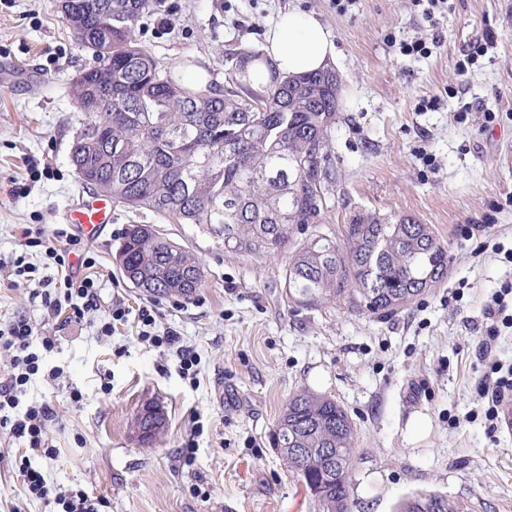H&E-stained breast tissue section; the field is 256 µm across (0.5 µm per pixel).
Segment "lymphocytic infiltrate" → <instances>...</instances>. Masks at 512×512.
<instances>
[{
	"label": "lymphocytic infiltrate",
	"mask_w": 512,
	"mask_h": 512,
	"mask_svg": "<svg viewBox=\"0 0 512 512\" xmlns=\"http://www.w3.org/2000/svg\"><path fill=\"white\" fill-rule=\"evenodd\" d=\"M56 246L47 247L46 258L63 271L59 279L42 275L39 266L16 257L11 273L23 282L41 288L42 303L53 318L81 320L99 306L101 281L93 275L95 258L81 238L67 229L53 231ZM138 337L149 346L175 348L183 370L197 363L191 347L181 345L174 331L157 332V306L148 303L138 307ZM486 330L481 340L485 349L495 346L500 332L512 328V280L502 283L484 308ZM54 337L42 334L27 319L18 318L0 325V352L11 359L12 370L0 378V429L6 431L17 446L18 476L24 495L60 506L61 512H100L103 498L85 490H65L48 484L42 470L34 466L33 457L52 458L56 450L47 439L54 419L53 409L45 403L26 402L27 385L40 371L43 353L53 351ZM481 409L488 423V433L498 430L501 404L512 398V365L492 363L484 375L479 393Z\"/></svg>",
	"instance_id": "1"
}]
</instances>
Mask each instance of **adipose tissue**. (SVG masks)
I'll return each instance as SVG.
<instances>
[{
  "label": "adipose tissue",
  "instance_id": "adipose-tissue-1",
  "mask_svg": "<svg viewBox=\"0 0 512 512\" xmlns=\"http://www.w3.org/2000/svg\"><path fill=\"white\" fill-rule=\"evenodd\" d=\"M336 60L332 34L312 14L290 11L273 22L267 34L262 60L254 62L256 77L269 71L281 75L323 71Z\"/></svg>",
  "mask_w": 512,
  "mask_h": 512
}]
</instances>
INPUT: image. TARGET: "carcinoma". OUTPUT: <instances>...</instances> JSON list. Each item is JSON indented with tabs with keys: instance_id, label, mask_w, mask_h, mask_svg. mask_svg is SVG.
Segmentation results:
<instances>
[{
	"instance_id": "obj_1",
	"label": "carcinoma",
	"mask_w": 512,
	"mask_h": 512,
	"mask_svg": "<svg viewBox=\"0 0 512 512\" xmlns=\"http://www.w3.org/2000/svg\"><path fill=\"white\" fill-rule=\"evenodd\" d=\"M69 21L93 65L75 80L79 130L70 161L81 183L116 206L149 211L167 224H193L224 251L287 254L288 302L316 310L344 303L392 316L448 276V247L408 215L354 213L342 239L317 232L327 221L333 173L329 131L342 78L328 69L271 73L265 90L186 86L137 43L151 0H85ZM122 275L147 297L191 299L206 270L190 248L152 224H130L115 251ZM154 419L139 412L135 433L155 442ZM287 472L322 512H353L355 426L336 401L299 389L270 435ZM398 512H458L429 491Z\"/></svg>"
}]
</instances>
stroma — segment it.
Wrapping results in <instances>:
<instances>
[{"label": "stroma", "instance_id": "1", "mask_svg": "<svg viewBox=\"0 0 512 512\" xmlns=\"http://www.w3.org/2000/svg\"><path fill=\"white\" fill-rule=\"evenodd\" d=\"M289 10L328 28L343 79L330 131L336 183L322 232L338 231L355 211L412 216L447 244V278L389 318L343 305L294 311L284 257L227 253L192 225H166L207 270L194 298L157 302L158 330L176 331L197 353L191 381L174 349L140 343L135 321L98 334L111 307L147 301L112 254L127 225L155 218L113 207L111 224L84 240L103 288L99 309L81 322L57 329L31 287L9 285L0 271V322L23 316L58 338L45 363L61 378L39 374L28 385V400L55 412L47 436L57 455L35 464L54 486L103 497L102 512H319L269 438L288 395L307 388L334 399L357 429L355 512H397L423 491L465 512H512V430L491 436L484 418L467 416L490 362L512 364V328L487 355L478 349L484 308L512 278L503 255L512 249V0H448L434 27L412 0H353L344 10L336 0H152L136 39L172 70L197 65L221 86L230 56L262 51L269 26ZM437 30L447 39L428 56H406L397 46ZM482 34L491 48L459 76V59ZM3 57L29 78L0 86V257L23 254L40 265L54 242L51 228L92 196L69 149L73 83L93 60L57 0H0ZM435 95L438 109L419 110ZM487 110L494 123H485ZM424 151L434 167L421 159ZM486 223L493 244L480 252L485 236L477 227ZM31 224L49 230L41 246L27 244ZM105 381L110 391H102ZM73 388L85 396L81 407L69 402ZM149 402L162 406L167 426L146 447L131 420ZM419 416L430 420L422 437L409 430ZM13 455L0 433V512H50L23 495Z\"/></svg>", "mask_w": 512, "mask_h": 512}]
</instances>
